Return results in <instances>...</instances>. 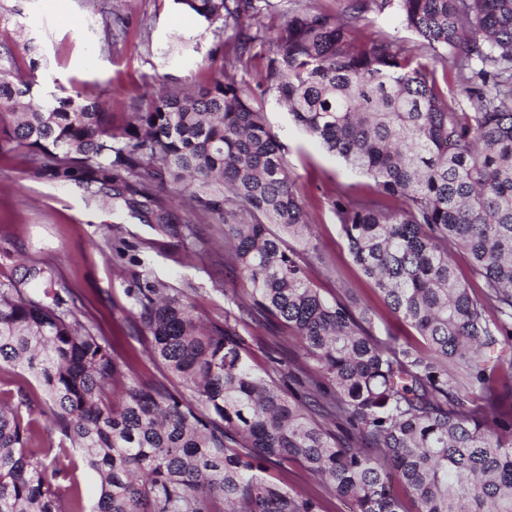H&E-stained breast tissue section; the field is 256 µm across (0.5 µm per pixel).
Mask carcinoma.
Returning <instances> with one entry per match:
<instances>
[{
    "label": "carcinoma",
    "mask_w": 512,
    "mask_h": 512,
    "mask_svg": "<svg viewBox=\"0 0 512 512\" xmlns=\"http://www.w3.org/2000/svg\"><path fill=\"white\" fill-rule=\"evenodd\" d=\"M239 49L269 0H175ZM393 8L422 41L412 55L362 41L346 15L308 8L270 36L261 81L292 121L373 179L368 199L333 208L353 261L424 341H383L366 307L329 299L307 277L310 224L276 135L250 91L225 74L193 93L165 91L112 127L81 91L25 101L33 81L0 64V120L11 141L53 161L47 172L137 195L186 179L204 217L224 221L240 316L293 329L314 369L276 380L254 371L229 320L204 321L184 292L138 289L151 353L185 391L146 386L77 316L76 295L49 266L0 280V363L40 384L51 424L101 478L93 512H324L262 472L299 462L349 498L352 512H512V0H354ZM477 103L456 112L437 77L444 53ZM195 250L193 225L154 213ZM469 251L480 291L455 273ZM36 282L31 296L24 285ZM465 375V383L457 374ZM34 399L0 400V512H85L69 467L34 461Z\"/></svg>",
    "instance_id": "obj_1"
}]
</instances>
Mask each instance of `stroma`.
<instances>
[{
  "mask_svg": "<svg viewBox=\"0 0 512 512\" xmlns=\"http://www.w3.org/2000/svg\"><path fill=\"white\" fill-rule=\"evenodd\" d=\"M350 24L359 38L382 35L408 51L419 50V38L395 9L371 8L353 14ZM272 50L264 38L237 56L231 33L215 36L174 0H0V54L21 73H33L34 94L82 91L103 104L114 126L159 91L199 88L224 73L256 91L312 226L315 253L308 278L326 296L369 307L378 338L396 336L423 347L353 262L332 206L341 194L373 196V181L298 128L272 96L258 93ZM34 59L41 65L33 71ZM156 201L174 223L194 225L203 251L186 252L157 223L109 196L91 194L81 179L53 178L41 170L39 154L11 148L0 129V280L21 278L31 265L52 266L76 292L81 320L107 337L137 380L148 385L165 379L134 299L148 279L187 291L202 319L236 318L256 372L306 370L308 360L292 329L260 315L238 320L241 285L229 267L223 223L201 220L182 195L167 189L158 191ZM267 477L318 499L325 512H349L346 500L299 464L269 470Z\"/></svg>",
  "mask_w": 512,
  "mask_h": 512,
  "instance_id": "35a3bbf8",
  "label": "stroma"
}]
</instances>
